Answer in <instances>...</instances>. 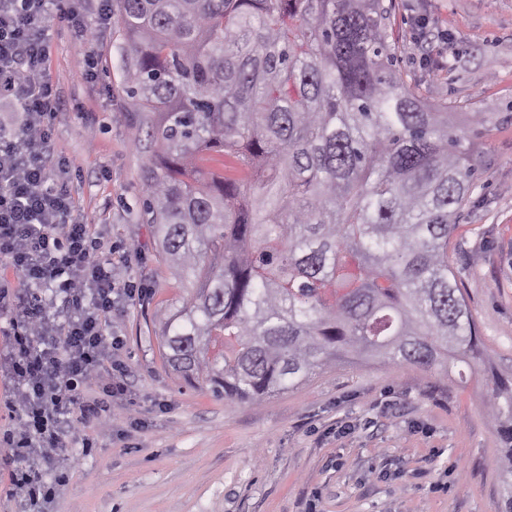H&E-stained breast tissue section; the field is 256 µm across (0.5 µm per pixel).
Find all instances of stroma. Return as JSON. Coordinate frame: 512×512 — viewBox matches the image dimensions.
<instances>
[{"mask_svg":"<svg viewBox=\"0 0 512 512\" xmlns=\"http://www.w3.org/2000/svg\"><path fill=\"white\" fill-rule=\"evenodd\" d=\"M391 26L397 66L426 101L500 117L467 127L484 173L452 236L484 359L462 377L344 360L258 404L215 399L165 367L155 316L186 292L142 220L154 153L121 90L120 38L103 25L87 50L67 23H51L46 77L74 214L147 293L106 326L123 339L136 403L115 405L97 447L71 448L50 512H496L502 443L484 400L492 379L512 377V0H395Z\"/></svg>","mask_w":512,"mask_h":512,"instance_id":"obj_1","label":"stroma"}]
</instances>
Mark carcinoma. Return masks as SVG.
Listing matches in <instances>:
<instances>
[{
    "mask_svg": "<svg viewBox=\"0 0 512 512\" xmlns=\"http://www.w3.org/2000/svg\"><path fill=\"white\" fill-rule=\"evenodd\" d=\"M123 90L155 166L144 215L192 287L158 311L172 370L220 399L267 397L359 357L475 368L451 266L481 178L466 115L393 64L384 0H116ZM487 416L512 512V380Z\"/></svg>",
    "mask_w": 512,
    "mask_h": 512,
    "instance_id": "cac0c4a2",
    "label": "carcinoma"
}]
</instances>
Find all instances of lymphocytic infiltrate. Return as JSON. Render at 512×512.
Here are the masks:
<instances>
[{"mask_svg":"<svg viewBox=\"0 0 512 512\" xmlns=\"http://www.w3.org/2000/svg\"><path fill=\"white\" fill-rule=\"evenodd\" d=\"M53 17L91 44L93 27L71 0H0V100L18 108L15 126L0 129V258L27 282L0 289V314L10 326L0 380L10 384L17 414L0 444L11 450L22 512H41L55 499L67 477L75 423L105 427L113 404L127 397L123 341L105 327L120 304L146 293L99 257L89 226L73 215L67 182L50 176L70 166L54 149L55 92L44 79ZM61 273L63 311L53 321L43 288ZM92 382L98 395L89 399L83 387Z\"/></svg>","mask_w":512,"mask_h":512,"instance_id":"obj_1","label":"lymphocytic infiltrate"}]
</instances>
